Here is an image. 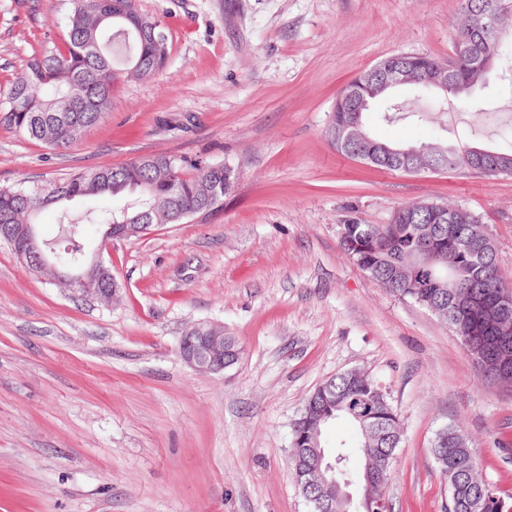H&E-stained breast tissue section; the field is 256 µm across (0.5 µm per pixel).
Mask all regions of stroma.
Masks as SVG:
<instances>
[{"label":"stroma","instance_id":"35a3bbf8","mask_svg":"<svg viewBox=\"0 0 512 512\" xmlns=\"http://www.w3.org/2000/svg\"><path fill=\"white\" fill-rule=\"evenodd\" d=\"M171 50L149 80L119 79L104 118L53 150L0 124V187L47 184L152 155L230 166L218 209L114 243L122 290L85 303L0 243V512H310L290 475L291 423L327 377L388 387L401 423L393 512H444L435 433L464 430L483 477L512 495V387L481 382L448 323L391 295L340 246L347 223L400 204L481 216L512 282V176L364 166L328 142L338 91L398 53L447 59L456 0H135ZM68 0H0V100ZM368 112L372 135L498 147L512 80L493 75L426 120ZM220 324L241 358L221 374L178 354Z\"/></svg>","mask_w":512,"mask_h":512}]
</instances>
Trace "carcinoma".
I'll list each match as a JSON object with an SVG mask.
<instances>
[{
	"label": "carcinoma",
	"instance_id": "1",
	"mask_svg": "<svg viewBox=\"0 0 512 512\" xmlns=\"http://www.w3.org/2000/svg\"><path fill=\"white\" fill-rule=\"evenodd\" d=\"M64 47L49 41L41 44L0 104V123L48 147L65 148L108 111L112 86L118 77L116 65L135 77L157 75L166 66L170 45L158 47L145 26L150 19L139 14L135 0H69ZM497 0H458V28L452 46L460 48L453 83L470 95L487 84L479 66L484 64L492 38L472 27L469 19L495 9ZM430 58L413 55L414 69L404 89L414 100L426 102ZM347 83L336 97L332 120H350L346 105ZM233 174L227 165L189 162L155 156L117 166H101L75 172L48 187L31 185L0 187V227L38 224L41 212L60 210L63 234L51 243L58 268L77 269L89 260L79 237L83 224L106 226L130 224H180V213L205 206L208 194L224 196V180ZM109 195L117 204L104 213L87 208L72 215L73 202ZM454 222L433 224L429 212L406 203L398 206L387 224L345 225L340 241L350 258L357 247L367 246L361 270L383 282L395 296L418 304L433 305L440 313L454 314L469 306L468 317L457 318L454 327L467 356L482 382L512 384V315L502 316L495 307L500 290L512 287L497 268L495 241L486 237L489 226L472 211L448 206ZM446 237V268L415 273L414 252L427 240ZM308 417L294 422L292 438L301 445L316 442L332 457L336 475L345 480L357 476L351 457L328 450L327 427L338 419L356 430L352 447L371 461L384 481L374 492H385L394 449L401 435L399 414L387 389L372 377L339 374L322 392L310 396ZM432 451L448 479L446 512H512V502L483 479L473 458L469 439L456 425L441 428L434 436Z\"/></svg>",
	"mask_w": 512,
	"mask_h": 512
}]
</instances>
